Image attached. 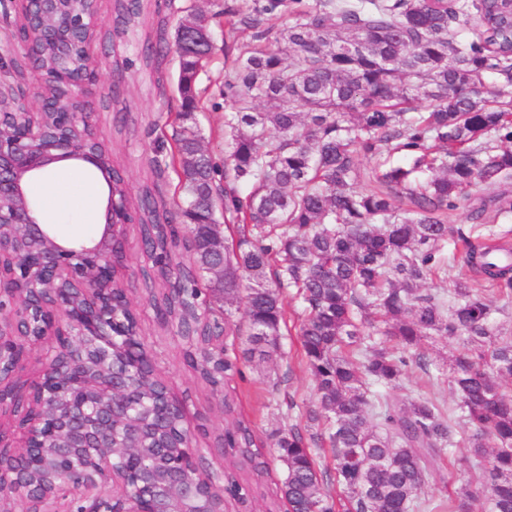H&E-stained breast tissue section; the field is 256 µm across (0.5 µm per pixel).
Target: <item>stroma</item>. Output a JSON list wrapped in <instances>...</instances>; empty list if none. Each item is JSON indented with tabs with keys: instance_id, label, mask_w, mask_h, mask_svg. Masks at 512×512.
Instances as JSON below:
<instances>
[{
	"instance_id": "obj_1",
	"label": "stroma",
	"mask_w": 512,
	"mask_h": 512,
	"mask_svg": "<svg viewBox=\"0 0 512 512\" xmlns=\"http://www.w3.org/2000/svg\"><path fill=\"white\" fill-rule=\"evenodd\" d=\"M188 3L189 0H140V14L123 35L114 24V0H98L97 38L93 45L97 78L85 88L98 138L109 152L113 166L124 177L129 192L135 195L142 188H150L160 209L167 211L173 207L177 184L168 165L176 130L173 119L179 107L177 62L171 56L160 65L146 62L144 47L160 37L173 40L181 9ZM204 7L214 16V49L212 62L200 76L206 93L195 119L201 135L210 144L216 164L220 165L227 150L224 100L220 94L227 32L222 17L224 0H206ZM126 254L124 283L130 299L139 305L141 327L157 374L184 401L192 424L198 426L194 438L204 449L205 470L222 473L226 462L215 445L217 436L224 431V416L216 409L209 387L198 382L186 364L180 336L172 330H161L155 320L142 277L143 269L150 267L151 262L141 250L137 236H130ZM225 390L234 400L237 416L251 428L257 450L268 464L262 479V496L251 503L253 512H266L279 499L284 477L272 433L284 425L307 428L305 412L317 403L297 336H281L280 348L269 364L243 366L241 375L232 376ZM393 395L403 400L432 399L447 406L453 402L448 384L429 381L423 370L415 366L410 367Z\"/></svg>"
}]
</instances>
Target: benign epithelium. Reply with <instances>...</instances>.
Instances as JSON below:
<instances>
[{"label":"benign epithelium","mask_w":512,"mask_h":512,"mask_svg":"<svg viewBox=\"0 0 512 512\" xmlns=\"http://www.w3.org/2000/svg\"><path fill=\"white\" fill-rule=\"evenodd\" d=\"M18 2L26 26L20 41L32 54L54 52L55 63L41 68L44 83L68 94L39 98L33 112L30 96L16 90L26 107L22 128L4 123L0 108V512H212L200 449L173 445V434L149 430L144 416H126L122 440L113 436L117 406L139 395L192 435L183 403L168 387L157 394L146 380L132 387L143 364L117 356L134 332L113 307L112 284L121 244L140 215L127 193L112 189L99 234L62 243L35 217L26 191L33 172L65 160L101 169L111 187L122 181L96 138L80 143L40 133L46 115L66 131L87 112L97 12L75 16L74 0ZM16 60L12 51L0 52V101ZM34 353L42 370L28 381L23 373ZM116 456L137 459L138 468L116 471Z\"/></svg>","instance_id":"benign-epithelium-1"}]
</instances>
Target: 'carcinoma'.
Listing matches in <instances>:
<instances>
[{"instance_id":"1","label":"carcinoma","mask_w":512,"mask_h":512,"mask_svg":"<svg viewBox=\"0 0 512 512\" xmlns=\"http://www.w3.org/2000/svg\"><path fill=\"white\" fill-rule=\"evenodd\" d=\"M224 16L222 172L189 123L213 44L180 26L155 50L178 59L179 202L166 221L192 241L184 299L205 307L209 291L224 290V335L241 340L243 362L278 350L285 295L302 303L295 335L317 391L306 418L319 429L276 432L288 512H434L420 494L460 447L479 478L459 488L457 508L512 512V328L446 262L448 246H462L468 271L512 299V231L498 230L512 221V193L474 208L469 230L452 224L473 187L512 181V0H232ZM367 180L376 187L362 189ZM223 229L221 253L210 237ZM221 264L217 283L209 271ZM440 275L451 293L423 291ZM233 306L244 307L246 329ZM436 336L459 343L448 411L391 395L410 362L428 370L410 349ZM192 368L213 391L237 362ZM218 405L229 472L215 477L214 505L225 495L245 504L258 483L241 473L259 476L267 462L234 401ZM325 443L332 487L310 448Z\"/></svg>"}]
</instances>
